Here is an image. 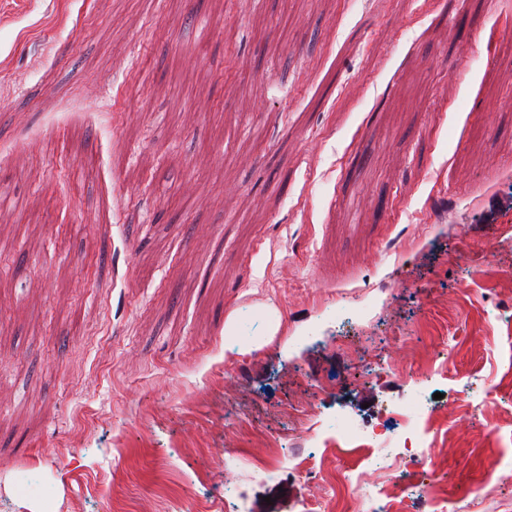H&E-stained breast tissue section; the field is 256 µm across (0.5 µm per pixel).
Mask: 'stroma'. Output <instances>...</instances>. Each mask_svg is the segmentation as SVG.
<instances>
[{
    "label": "stroma",
    "instance_id": "stroma-1",
    "mask_svg": "<svg viewBox=\"0 0 512 512\" xmlns=\"http://www.w3.org/2000/svg\"><path fill=\"white\" fill-rule=\"evenodd\" d=\"M1 184L0 512H301L416 390L512 512V0H0Z\"/></svg>",
    "mask_w": 512,
    "mask_h": 512
}]
</instances>
